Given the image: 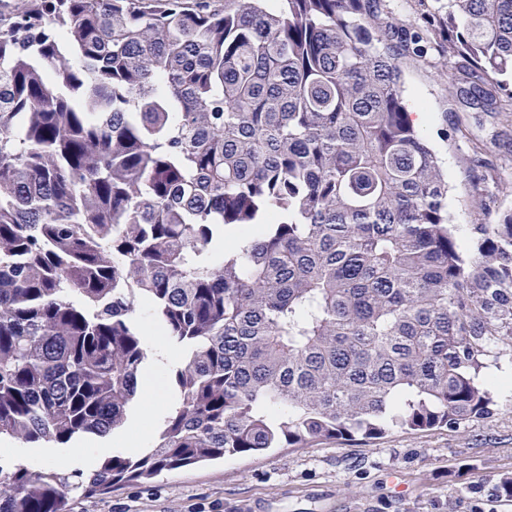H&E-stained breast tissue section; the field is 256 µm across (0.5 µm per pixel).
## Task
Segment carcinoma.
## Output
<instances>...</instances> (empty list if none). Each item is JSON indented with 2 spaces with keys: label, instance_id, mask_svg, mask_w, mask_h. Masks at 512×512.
I'll list each match as a JSON object with an SVG mask.
<instances>
[{
  "label": "carcinoma",
  "instance_id": "cac0c4a2",
  "mask_svg": "<svg viewBox=\"0 0 512 512\" xmlns=\"http://www.w3.org/2000/svg\"><path fill=\"white\" fill-rule=\"evenodd\" d=\"M17 0L0 17V441L121 427L143 310L184 351L151 448L0 464V512L502 410L512 209L457 233L381 0ZM452 89L512 115V0H448ZM253 242L214 249L224 230Z\"/></svg>",
  "mask_w": 512,
  "mask_h": 512
}]
</instances>
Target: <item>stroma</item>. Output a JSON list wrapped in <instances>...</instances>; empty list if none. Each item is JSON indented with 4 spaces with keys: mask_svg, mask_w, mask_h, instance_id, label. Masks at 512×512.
Masks as SVG:
<instances>
[{
    "mask_svg": "<svg viewBox=\"0 0 512 512\" xmlns=\"http://www.w3.org/2000/svg\"><path fill=\"white\" fill-rule=\"evenodd\" d=\"M399 34L420 42L400 57L405 104L421 98L432 115L421 136L448 174V215L463 228L496 223L512 196L478 210V195L497 194L512 181V118L466 111L441 78L455 59L435 46L434 9L444 0H383ZM490 168L480 186L469 171L474 151ZM504 408L457 430L395 431L362 445L333 440L308 448L225 458L164 473L145 484L112 487L98 496L71 495L70 512H512L488 492L512 473V391L498 393ZM471 470H461L462 462Z\"/></svg>",
    "mask_w": 512,
    "mask_h": 512,
    "instance_id": "1",
    "label": "stroma"
}]
</instances>
